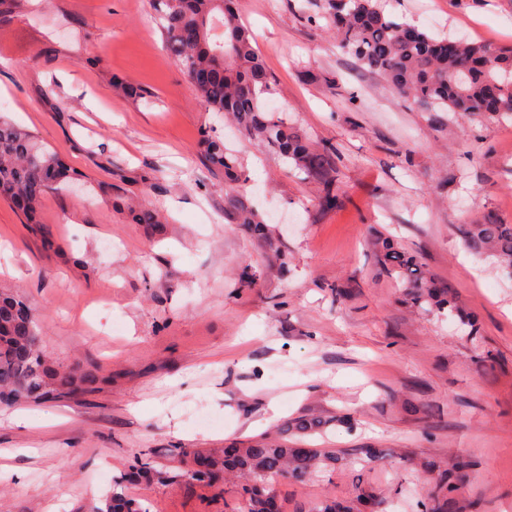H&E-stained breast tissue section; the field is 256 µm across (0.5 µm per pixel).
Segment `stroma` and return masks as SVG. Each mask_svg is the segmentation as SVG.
I'll return each instance as SVG.
<instances>
[{
    "mask_svg": "<svg viewBox=\"0 0 512 512\" xmlns=\"http://www.w3.org/2000/svg\"><path fill=\"white\" fill-rule=\"evenodd\" d=\"M17 3L0 24V114L112 193H48L37 224L0 201V288L33 309L51 365L92 378L67 399L0 404V512H91L116 490L150 512H231L232 481L120 477L142 455L165 470L177 449L275 436L311 415L338 423L302 447L345 464L277 486L281 512L364 487L412 512L427 464L458 460L460 512H512V276L456 235L490 212L512 224V120L411 106L338 46L311 0H238L276 86L267 107L336 148L343 200L322 211L316 181L198 102L157 0ZM382 5L435 36L512 45V0ZM204 128L242 153L278 252L226 215ZM136 197L163 223H132ZM379 236L448 280L477 334L405 304ZM368 448L399 459L370 462Z\"/></svg>",
    "mask_w": 512,
    "mask_h": 512,
    "instance_id": "obj_1",
    "label": "stroma"
}]
</instances>
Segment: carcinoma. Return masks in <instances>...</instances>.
<instances>
[{"mask_svg":"<svg viewBox=\"0 0 512 512\" xmlns=\"http://www.w3.org/2000/svg\"><path fill=\"white\" fill-rule=\"evenodd\" d=\"M168 48L191 81L197 100L210 112L227 116L258 147L290 164L292 170L321 184L317 207H339L342 191L336 183V149L316 145L284 112H270L265 98L274 93L253 32L241 20L236 0H158ZM323 17L342 50L356 63L382 77L401 98L425 112L467 113L487 120L512 119V47L459 39L448 50V39L399 22L385 13L380 0H322ZM224 38H212L214 20ZM206 166L224 175L227 210L238 224L253 232L272 251L275 241L264 233L265 221L241 193L248 174L224 140L207 132L199 141ZM91 182L77 167L39 142L29 130L0 116V199L11 203L29 224L40 223L43 197L50 191ZM134 224H158V213L142 205L130 207ZM462 244L477 256H490L512 274V224L487 214L478 224L456 227ZM383 269L397 275L405 300L424 311H459L448 282L423 269L417 257L393 241L376 238ZM35 315L20 295L0 289V403L36 400L45 395L73 394L83 383L78 369L50 368L41 354ZM332 421L299 417L285 426L293 436L324 432ZM207 471H188V480L211 487L232 476L240 481L237 512H265L264 498L274 485L302 482L320 468H333L338 457L317 449L292 448L286 442L256 440L239 449L236 470H224L221 457H204ZM467 464L453 465L421 502L422 512H451L455 493L465 479ZM153 461L134 459L127 481L149 482ZM93 512H149L139 500L114 492ZM307 512H387L386 501L374 491L359 493L356 504L344 506L331 498L312 504Z\"/></svg>","mask_w":512,"mask_h":512,"instance_id":"obj_1","label":"carcinoma"}]
</instances>
